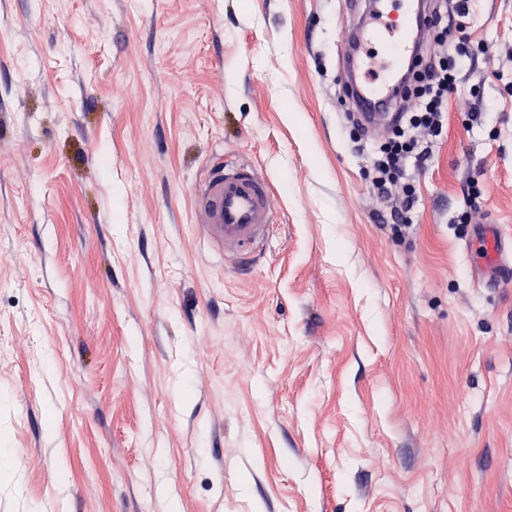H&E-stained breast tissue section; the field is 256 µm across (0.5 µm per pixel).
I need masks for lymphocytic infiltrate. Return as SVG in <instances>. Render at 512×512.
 <instances>
[{
    "label": "lymphocytic infiltrate",
    "mask_w": 512,
    "mask_h": 512,
    "mask_svg": "<svg viewBox=\"0 0 512 512\" xmlns=\"http://www.w3.org/2000/svg\"><path fill=\"white\" fill-rule=\"evenodd\" d=\"M469 10L468 0H433L432 37L417 58L416 81L403 90L396 107L397 121L376 152L369 177L379 194H396L395 223L411 220L415 190L407 169L424 167L429 160V143L443 131V104L449 94L457 92L463 65L473 57L464 23Z\"/></svg>",
    "instance_id": "lymphocytic-infiltrate-1"
}]
</instances>
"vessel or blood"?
I'll return each instance as SVG.
<instances>
[{
  "instance_id": "1",
  "label": "vessel or blood",
  "mask_w": 512,
  "mask_h": 512,
  "mask_svg": "<svg viewBox=\"0 0 512 512\" xmlns=\"http://www.w3.org/2000/svg\"><path fill=\"white\" fill-rule=\"evenodd\" d=\"M428 7L427 0H404L402 12L394 17L389 0H377L374 20L370 26L356 29L357 47L344 54L345 84L352 104L372 129L384 128L392 120L387 106L417 55ZM387 29L393 36V68L381 76H368L367 49ZM191 197L195 221L209 242L243 263L263 245L275 222L267 179L244 162L228 163L223 156L213 157L202 179L192 187ZM475 245L481 259V285L496 288L512 280L511 237L497 225L487 224L476 234Z\"/></svg>"
}]
</instances>
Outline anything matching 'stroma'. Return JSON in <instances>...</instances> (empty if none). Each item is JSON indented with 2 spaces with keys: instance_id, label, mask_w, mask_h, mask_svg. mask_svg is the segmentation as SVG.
I'll list each match as a JSON object with an SVG mask.
<instances>
[{
  "instance_id": "stroma-1",
  "label": "stroma",
  "mask_w": 512,
  "mask_h": 512,
  "mask_svg": "<svg viewBox=\"0 0 512 512\" xmlns=\"http://www.w3.org/2000/svg\"><path fill=\"white\" fill-rule=\"evenodd\" d=\"M354 12L0 0V512H512V285L471 246L512 235V0L471 4L495 67L399 231L338 82ZM216 155L271 187L246 266L193 219ZM482 228L473 240L481 259L478 282L497 288L512 278V239L495 224H483Z\"/></svg>"
}]
</instances>
